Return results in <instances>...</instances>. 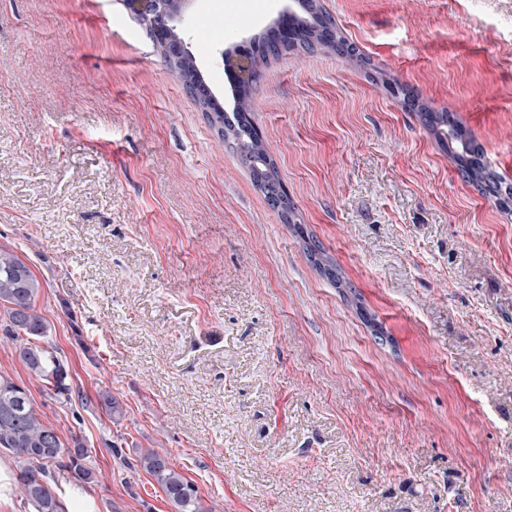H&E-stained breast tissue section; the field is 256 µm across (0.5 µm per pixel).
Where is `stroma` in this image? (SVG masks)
Here are the masks:
<instances>
[{
    "instance_id": "obj_1",
    "label": "stroma",
    "mask_w": 512,
    "mask_h": 512,
    "mask_svg": "<svg viewBox=\"0 0 512 512\" xmlns=\"http://www.w3.org/2000/svg\"><path fill=\"white\" fill-rule=\"evenodd\" d=\"M319 3L361 61L270 59L252 118L342 288L122 0H0V248L41 283L72 395L2 340L0 374L89 450L68 512H174L134 467L149 448L207 512H512V212L387 88L512 183V0ZM286 5L190 0L225 111L223 52ZM405 103L418 112L425 125L439 139L446 141L458 161L464 178L479 190L492 192L504 210L512 211V185H503L505 183L489 170L483 161L481 148L468 138L454 117L449 112H433L419 101L407 98Z\"/></svg>"
}]
</instances>
